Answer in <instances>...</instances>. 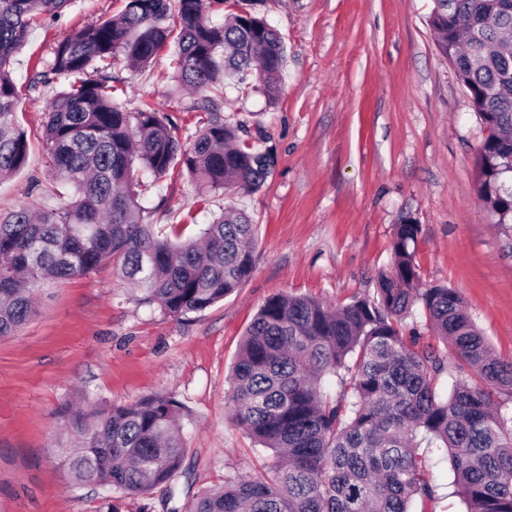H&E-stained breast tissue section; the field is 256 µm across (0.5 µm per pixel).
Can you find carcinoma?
I'll list each match as a JSON object with an SVG mask.
<instances>
[{
	"label": "carcinoma",
	"mask_w": 512,
	"mask_h": 512,
	"mask_svg": "<svg viewBox=\"0 0 512 512\" xmlns=\"http://www.w3.org/2000/svg\"><path fill=\"white\" fill-rule=\"evenodd\" d=\"M70 0H0V177L24 167L28 140L18 119L13 56L31 25L55 17ZM221 23L209 11L224 0H125L115 17L57 41L32 86L57 85L46 112L44 148L54 182L72 193L50 209L0 213V336L18 332L37 312L35 295L108 263L138 300L180 318L240 288L255 268L257 225L224 210L196 240L159 233L143 222L138 173L165 178L183 168L208 197L259 190L275 157L241 138L206 93L223 81L254 77L275 99L286 48L261 16ZM429 24L439 52L468 90L473 111L492 136L475 156L479 198L500 234L512 241V0H432ZM173 48L177 90L200 94L207 114L192 142L171 131L150 103L130 112L110 69H144ZM419 225H396L391 263L373 295L335 308L275 294L247 327L227 404L234 422L272 452L253 474L224 486L183 493L182 406L168 394L131 404L66 408L65 426L81 441L59 445L73 487L127 495L166 490L167 512H427L435 499L416 448L447 453L466 512H512V412L494 398L512 389V356L498 357L462 298L421 281ZM420 306L425 326L445 350L418 347L403 319ZM470 368L483 385L437 379Z\"/></svg>",
	"instance_id": "1"
}]
</instances>
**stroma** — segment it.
<instances>
[{"label": "stroma", "instance_id": "1", "mask_svg": "<svg viewBox=\"0 0 512 512\" xmlns=\"http://www.w3.org/2000/svg\"><path fill=\"white\" fill-rule=\"evenodd\" d=\"M124 0H71L34 28L11 68L27 132L28 162L0 180V212L51 205L42 124L51 88L29 89L40 61L68 31L118 14ZM432 0H267L262 11L287 59L276 100L254 85L219 86L225 121L263 137L277 164L245 194L200 198L188 176L145 181L147 223L195 235L221 210H245L259 233L255 268L234 293L173 318L136 301L113 266L53 284L37 314L0 337V512H163L165 491L131 496L71 487L55 453L61 412L126 404L156 394L182 403L186 476L198 491L261 469L271 453L232 420L225 394L240 338L265 300L281 293L340 305L372 295L391 262L396 224L420 226L424 282L455 290L488 345L512 356V256L479 199L473 177L484 137L467 89L428 24ZM128 110L167 113L190 141L197 97L176 91L171 54L122 69ZM433 512H465L445 455L421 448Z\"/></svg>", "mask_w": 512, "mask_h": 512}]
</instances>
